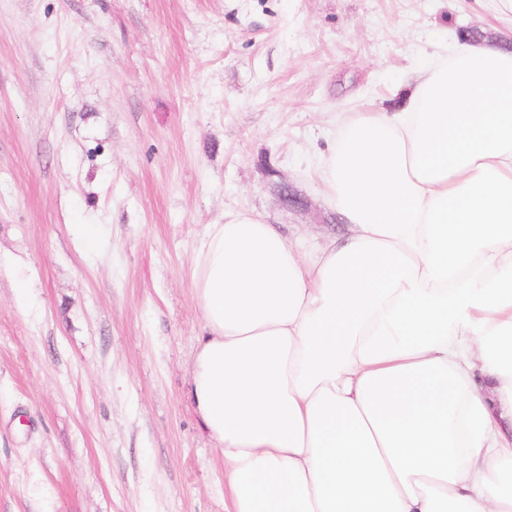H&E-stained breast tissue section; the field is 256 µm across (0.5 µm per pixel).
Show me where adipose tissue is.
Returning <instances> with one entry per match:
<instances>
[{
  "label": "adipose tissue",
  "mask_w": 512,
  "mask_h": 512,
  "mask_svg": "<svg viewBox=\"0 0 512 512\" xmlns=\"http://www.w3.org/2000/svg\"><path fill=\"white\" fill-rule=\"evenodd\" d=\"M320 176L346 238L305 256L231 211L196 252L224 512H512V52L420 62Z\"/></svg>",
  "instance_id": "ef3b65f1"
}]
</instances>
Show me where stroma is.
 I'll return each instance as SVG.
<instances>
[{
  "label": "stroma",
  "instance_id": "35a3bbf8",
  "mask_svg": "<svg viewBox=\"0 0 512 512\" xmlns=\"http://www.w3.org/2000/svg\"><path fill=\"white\" fill-rule=\"evenodd\" d=\"M495 0H0V512H224L188 392L206 228L318 248V161ZM305 205H284L280 183ZM96 236L88 246L84 228Z\"/></svg>",
  "mask_w": 512,
  "mask_h": 512
}]
</instances>
